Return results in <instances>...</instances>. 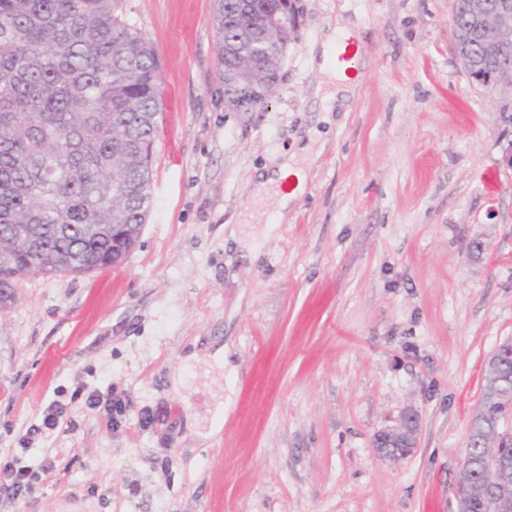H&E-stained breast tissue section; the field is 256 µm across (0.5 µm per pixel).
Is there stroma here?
Returning <instances> with one entry per match:
<instances>
[{
	"label": "stroma",
	"instance_id": "obj_1",
	"mask_svg": "<svg viewBox=\"0 0 512 512\" xmlns=\"http://www.w3.org/2000/svg\"><path fill=\"white\" fill-rule=\"evenodd\" d=\"M212 5L116 0L160 62L159 192L123 264L27 276L0 314V465L39 475L0 512H458L512 340L502 98L458 60L453 0H301L275 94L234 112ZM339 21L362 57L327 121L310 57ZM305 141L323 153L282 215L252 189ZM93 391L124 401L117 423ZM410 410L416 448L382 456ZM66 405L53 402L51 403L43 414L42 422L40 425L33 424L27 428L25 435L27 436L26 442H30L45 430H53L57 427L60 418L66 413Z\"/></svg>",
	"mask_w": 512,
	"mask_h": 512
}]
</instances>
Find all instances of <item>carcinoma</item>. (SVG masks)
Wrapping results in <instances>:
<instances>
[{
    "label": "carcinoma",
    "instance_id": "cac0c4a2",
    "mask_svg": "<svg viewBox=\"0 0 512 512\" xmlns=\"http://www.w3.org/2000/svg\"><path fill=\"white\" fill-rule=\"evenodd\" d=\"M224 103L261 107L279 78V34L256 39L236 0H213ZM487 72L512 68V49L466 47ZM153 45L126 24L114 0H0V289L31 274L82 275L114 267L112 225L142 230L161 104ZM512 348L488 366L461 479L487 485L469 512H512V471L497 478L484 458L512 456Z\"/></svg>",
    "mask_w": 512,
    "mask_h": 512
}]
</instances>
